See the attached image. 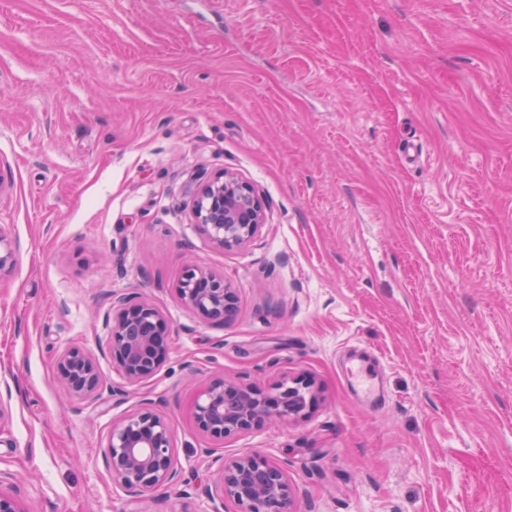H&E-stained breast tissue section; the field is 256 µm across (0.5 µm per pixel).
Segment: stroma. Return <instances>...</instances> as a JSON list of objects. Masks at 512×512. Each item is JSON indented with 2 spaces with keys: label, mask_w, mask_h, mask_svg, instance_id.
<instances>
[{
  "label": "stroma",
  "mask_w": 512,
  "mask_h": 512,
  "mask_svg": "<svg viewBox=\"0 0 512 512\" xmlns=\"http://www.w3.org/2000/svg\"><path fill=\"white\" fill-rule=\"evenodd\" d=\"M0 164L22 512H235L196 485L243 454L287 470L291 512H512V0H0ZM224 170L266 204L233 251L190 214ZM190 262L234 288L231 320L182 304ZM129 292L164 312L165 364L121 402L72 399L58 354L105 345ZM300 373L308 417L196 427L211 379ZM146 399L182 480L137 498L104 451Z\"/></svg>",
  "instance_id": "obj_1"
}]
</instances>
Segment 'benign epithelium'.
Returning a JSON list of instances; mask_svg holds the SVG:
<instances>
[{"mask_svg": "<svg viewBox=\"0 0 512 512\" xmlns=\"http://www.w3.org/2000/svg\"><path fill=\"white\" fill-rule=\"evenodd\" d=\"M192 216L198 231L214 246L231 251L255 239L266 224V207L252 183L226 170L200 185ZM14 264L15 246L0 228V276L11 272ZM177 293L186 308L204 319L225 322L235 314V291L224 276L195 264L184 267ZM169 348L170 328L159 307L135 293L114 295L105 355L122 382L104 385L98 358L80 346L59 355L56 377L77 399H95L105 391L122 397L126 387L147 384L156 376ZM320 398V387L309 374L284 375L266 393L242 379L221 377L203 387L193 415L203 434L222 441L266 423L302 418ZM105 463L113 481L134 496L179 480L171 425L152 402H142L113 423ZM219 488L238 512H290L293 489L288 472L264 457L244 454L224 461Z\"/></svg>", "mask_w": 512, "mask_h": 512, "instance_id": "obj_1", "label": "benign epithelium"}]
</instances>
